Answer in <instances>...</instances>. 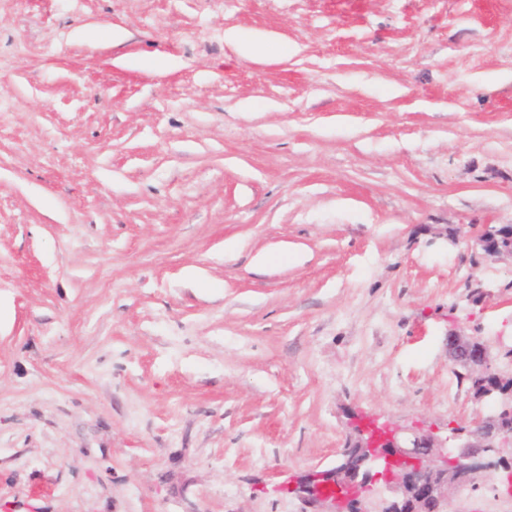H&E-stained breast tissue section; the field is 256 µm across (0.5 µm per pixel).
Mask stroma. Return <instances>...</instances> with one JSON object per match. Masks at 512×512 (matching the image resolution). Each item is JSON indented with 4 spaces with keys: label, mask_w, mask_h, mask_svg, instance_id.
Here are the masks:
<instances>
[{
    "label": "stroma",
    "mask_w": 512,
    "mask_h": 512,
    "mask_svg": "<svg viewBox=\"0 0 512 512\" xmlns=\"http://www.w3.org/2000/svg\"><path fill=\"white\" fill-rule=\"evenodd\" d=\"M486 224L512 0H0V512H304L351 415L490 412L448 359L512 349ZM230 39L237 43L239 54L244 58H252L257 54H272L273 52L274 42L267 37H247L231 34Z\"/></svg>",
    "instance_id": "35a3bbf8"
}]
</instances>
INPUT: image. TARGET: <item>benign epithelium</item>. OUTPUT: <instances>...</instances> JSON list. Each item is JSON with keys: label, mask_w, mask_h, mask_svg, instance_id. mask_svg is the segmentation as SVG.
I'll return each instance as SVG.
<instances>
[{"label": "benign epithelium", "mask_w": 512, "mask_h": 512, "mask_svg": "<svg viewBox=\"0 0 512 512\" xmlns=\"http://www.w3.org/2000/svg\"><path fill=\"white\" fill-rule=\"evenodd\" d=\"M477 244L491 257H512V225H483ZM448 351L474 383V398L494 404L491 413L451 428L458 446L449 449L421 427L406 432L372 416H354L336 466L313 469L296 483L294 492L308 512H447L450 495L506 466L499 448L512 441V371L492 365L479 336H451ZM376 482L387 497L368 496Z\"/></svg>", "instance_id": "benign-epithelium-1"}]
</instances>
